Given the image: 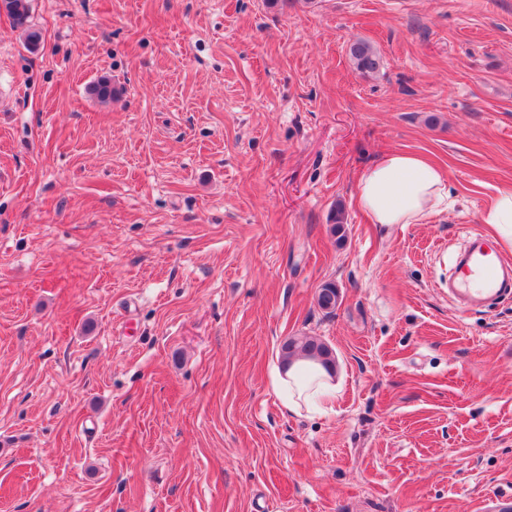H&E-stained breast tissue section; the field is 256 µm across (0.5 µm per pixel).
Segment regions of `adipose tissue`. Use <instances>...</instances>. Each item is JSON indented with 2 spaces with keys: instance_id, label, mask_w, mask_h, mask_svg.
Masks as SVG:
<instances>
[{
  "instance_id": "1",
  "label": "adipose tissue",
  "mask_w": 512,
  "mask_h": 512,
  "mask_svg": "<svg viewBox=\"0 0 512 512\" xmlns=\"http://www.w3.org/2000/svg\"><path fill=\"white\" fill-rule=\"evenodd\" d=\"M354 203L372 224H423L452 210L456 200L441 168L420 154L391 150L360 173ZM481 221L512 249V188L498 192ZM273 388L290 413L321 415L333 411L341 381L319 365L296 360L278 368Z\"/></svg>"
}]
</instances>
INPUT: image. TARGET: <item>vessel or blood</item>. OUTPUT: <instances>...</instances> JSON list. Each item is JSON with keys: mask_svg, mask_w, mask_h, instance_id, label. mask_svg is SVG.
Segmentation results:
<instances>
[{"mask_svg": "<svg viewBox=\"0 0 512 512\" xmlns=\"http://www.w3.org/2000/svg\"><path fill=\"white\" fill-rule=\"evenodd\" d=\"M452 292L468 305L512 294V262L502 258L483 237L471 238L456 260Z\"/></svg>", "mask_w": 512, "mask_h": 512, "instance_id": "1", "label": "vessel or blood"}]
</instances>
